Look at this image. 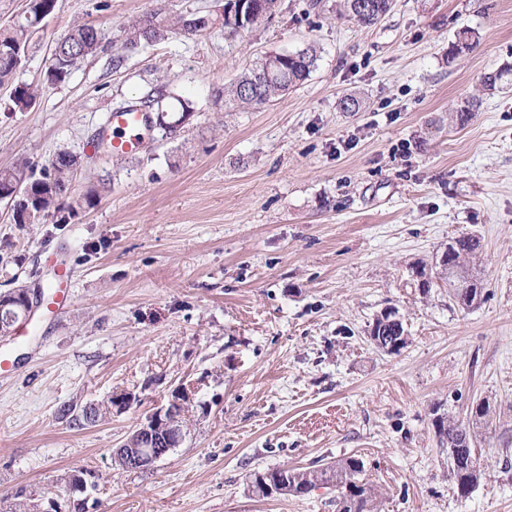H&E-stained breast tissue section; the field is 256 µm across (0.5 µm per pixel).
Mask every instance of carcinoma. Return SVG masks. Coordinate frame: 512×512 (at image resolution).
Segmentation results:
<instances>
[{"label": "carcinoma", "mask_w": 512, "mask_h": 512, "mask_svg": "<svg viewBox=\"0 0 512 512\" xmlns=\"http://www.w3.org/2000/svg\"><path fill=\"white\" fill-rule=\"evenodd\" d=\"M57 0H27L20 18L0 29V56H16L24 59L30 35L40 23L55 10ZM260 14L230 24L226 13L207 16L206 27L220 25L230 33H239L253 24L270 19L278 10L279 0H253ZM358 0H347L348 16L362 26L374 24L388 11L390 0H369L371 8H361ZM196 33L200 28L190 25L183 17H172L161 11L145 13L131 21L124 30L125 47L134 48L142 43L161 40L176 31ZM103 28L99 25H80L69 34L58 39L57 59L45 73L48 84L63 82L71 70L84 58L95 54L101 47ZM316 51L306 48L295 53L260 59L251 64L224 96L237 105H259L288 91L290 87L305 80L314 69ZM38 94V87L21 84L14 87L10 100L15 108L23 111L31 106ZM179 108L165 113L160 129L167 135L182 128L183 119L193 112L192 103L174 97ZM75 159L68 153H59L49 167L35 176L29 162L16 161L12 166L0 168V190L18 185L28 189L26 202L14 206V218L18 224H32L39 216L49 212H75L74 203L67 197ZM480 247L475 236H462L448 244V299L463 309L480 304L485 298V282L478 275L469 276L470 287L464 288L453 281L454 269L464 263ZM400 336L406 332L403 323L390 321V316L380 312L371 325L370 336ZM432 427L439 447L448 455V477L452 488L461 497L470 495L480 484L484 474L482 454L474 448V441H466L470 426L446 413L433 411ZM364 468L362 460L350 456L335 464L319 468H274L255 471L250 475V490L253 494L268 498L273 496H301L324 485L336 490V512H377L381 491L361 480Z\"/></svg>", "instance_id": "1"}]
</instances>
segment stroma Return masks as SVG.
Instances as JSON below:
<instances>
[{"label": "stroma", "mask_w": 512, "mask_h": 512, "mask_svg": "<svg viewBox=\"0 0 512 512\" xmlns=\"http://www.w3.org/2000/svg\"><path fill=\"white\" fill-rule=\"evenodd\" d=\"M223 4L58 0L14 76L40 94L20 111L0 87V168L70 153L83 202L35 224L0 202V292L72 274L65 313L40 306L0 338V512L21 495L62 512H336L334 489L260 498L248 477L353 455L381 512H512V93L483 85L512 68V0H393L369 27L344 0H280L238 34L123 46L146 12ZM85 23L102 25L100 49L42 85L55 41ZM462 27L475 41L454 57ZM308 46L317 65L287 93L225 104L253 60ZM162 85L191 101L189 123L149 129L135 155L102 146L107 112ZM466 234L486 283L470 310L447 280L425 292L417 277ZM388 306L409 334L398 355L368 339ZM179 386L180 445L150 469H113V448ZM123 394L124 410L83 429L59 414ZM476 401L491 408L475 431L485 474L460 497L430 410L463 419ZM76 470L85 492L65 480Z\"/></svg>", "instance_id": "35a3bbf8"}]
</instances>
